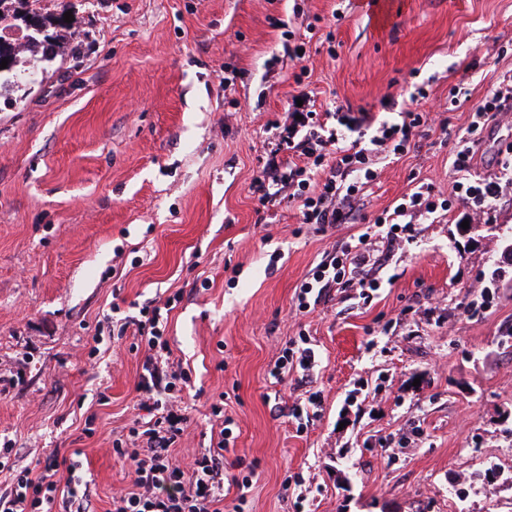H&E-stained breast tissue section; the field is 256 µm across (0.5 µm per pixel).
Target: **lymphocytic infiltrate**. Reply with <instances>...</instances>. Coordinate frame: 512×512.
Returning <instances> with one entry per match:
<instances>
[{
	"mask_svg": "<svg viewBox=\"0 0 512 512\" xmlns=\"http://www.w3.org/2000/svg\"><path fill=\"white\" fill-rule=\"evenodd\" d=\"M512 101V76L494 83L469 113V123L457 138L451 156L456 174L451 199H443L430 183H418L397 204L384 210L373 228L338 243L331 255L312 269L300 284L295 309L307 311L319 304L333 288L377 290L369 276L378 262L379 241L396 243L397 230L407 217L434 214L460 202L470 223L486 222L499 201L512 196V144L500 150L491 169L473 175L474 161L486 133L492 132ZM397 123L377 122L373 113L331 106L317 111L307 92L289 100L277 143L262 170L253 177L250 192L259 209H266L281 193L296 201L299 221L326 230L348 223L351 209L377 173L373 157L404 152L431 121L429 113L406 109ZM370 139H363L365 130ZM172 300L144 305L138 316L128 318L145 359L139 388L144 394L138 405L148 422L134 420L126 436L112 442L114 454L130 461L131 485L112 497L113 512H224V450L233 437V418L220 416L218 441L191 460L178 455L177 447L188 422L180 386L188 385V373L165 369L171 354L165 336ZM318 365L313 345L300 339L274 362L270 375L284 382L292 373L310 374ZM73 457L52 450L34 467L17 468L11 446L0 448V474L10 486L0 493V512H89L91 488L76 473Z\"/></svg>",
	"mask_w": 512,
	"mask_h": 512,
	"instance_id": "lymphocytic-infiltrate-1",
	"label": "lymphocytic infiltrate"
}]
</instances>
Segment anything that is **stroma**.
<instances>
[{
    "label": "stroma",
    "instance_id": "35a3bbf8",
    "mask_svg": "<svg viewBox=\"0 0 512 512\" xmlns=\"http://www.w3.org/2000/svg\"><path fill=\"white\" fill-rule=\"evenodd\" d=\"M62 4L78 50L0 103V365L24 372L0 391V444L17 466L80 449L95 512H112L131 480L112 440L135 415L143 357L127 338L89 349L116 329L112 305L135 316L174 295L170 360L198 389L178 452L210 446L222 403L235 436L224 512H512L511 201L466 229L458 203L439 222L416 218L369 300L353 289L292 311L304 277L413 181L450 194L455 136L512 72V0H389L379 19L355 0H46ZM457 84L465 106L378 160L353 223L313 233L285 198L258 217L249 185L300 90L392 122L411 94L425 92L427 112ZM488 283L493 300L470 312ZM302 335L323 399L304 429L285 412L296 378L269 375ZM241 458L258 467L240 507Z\"/></svg>",
    "mask_w": 512,
    "mask_h": 512
}]
</instances>
